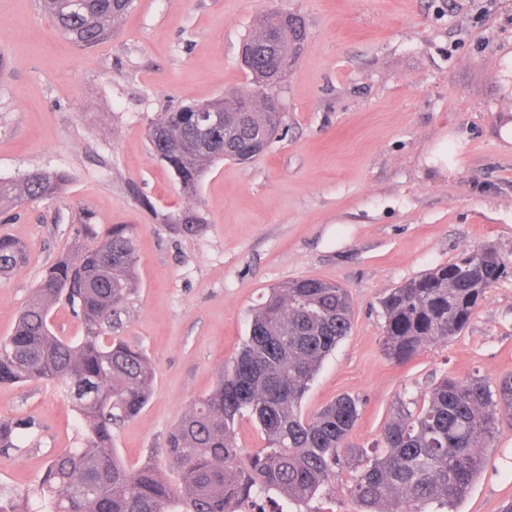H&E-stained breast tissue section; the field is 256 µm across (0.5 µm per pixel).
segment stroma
Masks as SVG:
<instances>
[{"instance_id":"35a3bbf8","label":"stroma","mask_w":512,"mask_h":512,"mask_svg":"<svg viewBox=\"0 0 512 512\" xmlns=\"http://www.w3.org/2000/svg\"><path fill=\"white\" fill-rule=\"evenodd\" d=\"M301 17L308 38L270 88L281 124L267 151L224 160L197 198L150 151L146 130L180 105L249 90L239 47L259 15ZM512 0H135L114 35L76 48L39 0H0V180L67 175L55 199L0 211V232L28 246L0 281V339L43 271L85 227L134 226L138 286L112 330L155 367L150 399L114 428L132 468L165 451L174 424L209 392L271 288L311 277L348 288L353 324L302 401L361 402L353 443L378 440L396 400L422 401L444 377L512 374V148L496 128L512 113ZM454 170L427 167L439 141ZM198 236L169 231L182 211ZM482 245L506 274L458 335L405 363L383 348L381 298ZM35 429L0 454V485L37 486L78 445L76 412L54 386L0 385V421ZM458 512L512 500V428L500 427Z\"/></svg>"}]
</instances>
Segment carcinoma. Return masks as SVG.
<instances>
[{
	"label": "carcinoma",
	"mask_w": 512,
	"mask_h": 512,
	"mask_svg": "<svg viewBox=\"0 0 512 512\" xmlns=\"http://www.w3.org/2000/svg\"><path fill=\"white\" fill-rule=\"evenodd\" d=\"M41 5L63 35L88 50L112 37L133 0ZM270 36L293 60L307 39L294 15L259 16L243 40L242 59L258 91L164 112L149 126L154 156L174 172L185 196H197L215 162H250L268 148L261 137L273 136L281 116L259 100L271 85L272 62L263 48ZM203 110L219 115L206 129L196 122ZM65 182L64 174L42 170L0 181V209L53 199ZM203 228V218L190 210L173 225L190 237ZM91 238L89 245L74 243L45 271L11 336L0 340V384L54 385L77 412L81 447L55 456L31 492L1 486L0 512H242L245 504L281 512L278 499L307 502L332 485L344 454L359 460L348 488L359 512H454L484 468L483 448L498 424L512 426V375L493 389L475 375L446 377L416 412L398 401L369 450L350 440L359 399L343 394L303 415L301 401L322 361L351 330L352 301L335 283L300 278L270 290L216 388L170 431L166 447L176 479L151 461L129 468L116 454L112 429L141 412L154 379L147 355L111 336L117 309L136 286L134 231L112 225ZM26 260L25 245L1 233L0 277ZM504 273L497 252L484 247L392 289L381 300L388 356L404 362L428 343L459 334ZM62 300L78 309L84 336L76 343L50 327L51 307ZM245 416L266 442L248 455L234 430ZM31 426L0 421V452L17 448L21 431Z\"/></svg>",
	"instance_id": "obj_1"
}]
</instances>
